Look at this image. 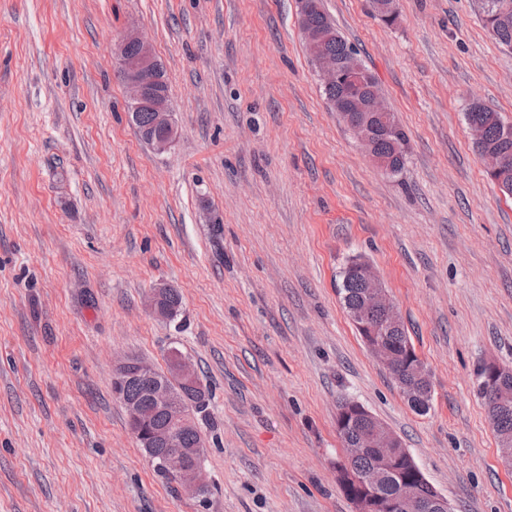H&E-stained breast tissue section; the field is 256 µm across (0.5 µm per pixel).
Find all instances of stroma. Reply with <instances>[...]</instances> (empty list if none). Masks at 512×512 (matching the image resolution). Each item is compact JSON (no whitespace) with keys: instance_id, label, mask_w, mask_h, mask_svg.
Masks as SVG:
<instances>
[{"instance_id":"35a3bbf8","label":"stroma","mask_w":512,"mask_h":512,"mask_svg":"<svg viewBox=\"0 0 512 512\" xmlns=\"http://www.w3.org/2000/svg\"><path fill=\"white\" fill-rule=\"evenodd\" d=\"M408 136L391 176L332 112L297 0H0V512H353L336 404L386 423L454 512H512L474 372L512 369V197L465 112L512 124V53L475 0H323ZM137 27L178 138L155 154L116 77ZM215 223H207L204 211ZM361 256L433 396L412 410L339 295ZM176 288L175 320L147 296ZM190 358L206 496L158 475L112 391Z\"/></svg>"}]
</instances>
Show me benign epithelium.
<instances>
[{"label": "benign epithelium", "mask_w": 512, "mask_h": 512, "mask_svg": "<svg viewBox=\"0 0 512 512\" xmlns=\"http://www.w3.org/2000/svg\"><path fill=\"white\" fill-rule=\"evenodd\" d=\"M133 42L138 46V53L130 58H119V65L123 70L124 86L127 89V101L139 105L151 101L154 112L152 132L144 137L149 147L161 154L169 151L177 139V129L172 121L170 103L154 92V86L160 81L159 60L152 53L149 45L141 34L134 30L124 33L119 43L118 51H123L126 44ZM316 68L325 82H336V59L332 56L315 53ZM350 108L356 112L383 113L384 127L391 130L397 126V118L388 110L380 97H372L367 101L353 100ZM350 131L362 145L371 162L378 168L386 169L387 162L373 154L375 127L369 121H360ZM487 169L494 173L504 172L507 169L506 159L496 151L482 152ZM366 284L363 310L368 313L379 312L383 317V325L398 327L401 318L386 289L377 278L376 272L368 269L362 271ZM353 325L360 332L367 335V349L386 368L393 366L389 352L370 336L372 329L363 315L354 318ZM405 366L412 379V384L404 389H416L418 393L429 397L432 393L428 371L418 354L412 347L405 351ZM506 370L494 361L485 362L484 388L486 394L496 403H501L505 397L503 376ZM168 381L156 382L155 368L148 362L125 356L114 367V377L118 380L128 377H137L152 381L147 405L137 400L125 403L127 418L134 425L147 424L153 416L161 411H170L176 402L174 387L181 384L194 386L198 383L197 372L194 365L185 356L172 360L167 373ZM337 416L363 419L372 423L369 433L342 449L339 465L345 467L348 481L359 486L362 493L354 503L355 512H454L448 499L438 491L430 496L421 494L418 487L410 483H402L397 487L396 493L388 498L376 494L380 480L389 470L403 460L411 459L410 453L404 448L401 440L384 425L372 421L371 413L361 404L345 402L338 409ZM193 421L176 416L172 423L164 427H156L151 435L150 446L161 447L166 450L164 465L173 476L174 482L185 492L200 497L208 488V479L204 467V458L199 456V448H177V431L181 427H190ZM374 448L377 451L379 467L365 476H359L348 467V461L361 455L365 449Z\"/></svg>", "instance_id": "1"}]
</instances>
